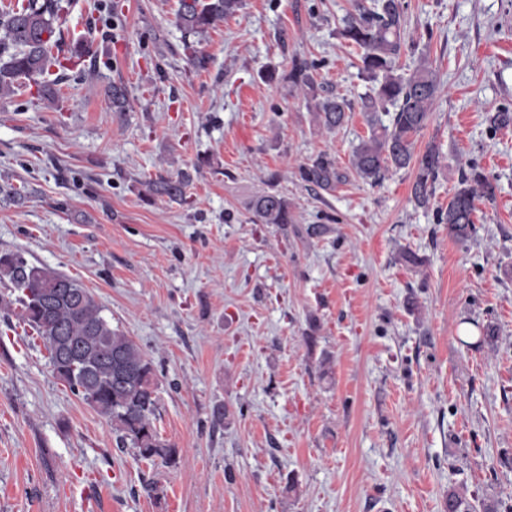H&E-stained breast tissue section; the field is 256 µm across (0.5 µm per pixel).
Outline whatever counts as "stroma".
I'll use <instances>...</instances> for the list:
<instances>
[{"label": "stroma", "instance_id": "35a3bbf8", "mask_svg": "<svg viewBox=\"0 0 512 512\" xmlns=\"http://www.w3.org/2000/svg\"><path fill=\"white\" fill-rule=\"evenodd\" d=\"M118 2L120 25L94 0H69L59 22L112 68L61 83L51 109L27 81L0 99V177L29 190L0 201V252L88 288L148 354L179 459L118 450L42 343L0 322V512H448L452 490L472 512H512V126L487 121L512 106V0H407L400 62L428 56L440 81L415 141L445 156L425 209L411 171L377 186L351 172L370 87L336 33L354 0H243L204 37L202 71L178 0ZM296 58L351 101L342 128L263 79ZM111 81L128 112H113ZM322 152L347 179L318 194L297 166ZM200 157L186 203L141 200ZM472 162L495 196L461 242L436 211ZM273 175L286 226L252 221ZM404 247L425 265L396 263Z\"/></svg>", "mask_w": 512, "mask_h": 512}]
</instances>
